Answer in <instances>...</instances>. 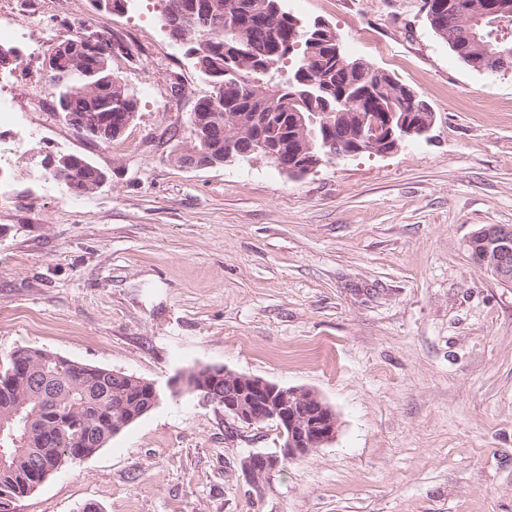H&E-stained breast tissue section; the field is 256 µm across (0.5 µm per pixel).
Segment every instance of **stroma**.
I'll use <instances>...</instances> for the list:
<instances>
[{
    "mask_svg": "<svg viewBox=\"0 0 512 512\" xmlns=\"http://www.w3.org/2000/svg\"><path fill=\"white\" fill-rule=\"evenodd\" d=\"M424 2L283 0L434 114L427 138L292 177L258 155L175 161L211 86L158 0H0L21 31L20 65L0 71V358L42 349L160 392L12 512H512V287L467 249L512 227V72L470 68ZM88 30L125 47L112 68L138 96L109 144L52 110L44 63ZM57 152L107 183L68 192L42 166ZM194 366L317 393L334 440L256 494L241 463L277 452L275 427L228 436L222 406L172 388ZM495 224L484 225L477 229L470 238L469 248L472 252V256L481 264L486 267L491 274L501 282L499 269L494 264L493 256L486 248V240L491 237L497 229L500 227H494ZM501 279V280H500Z\"/></svg>",
    "mask_w": 512,
    "mask_h": 512,
    "instance_id": "1",
    "label": "stroma"
}]
</instances>
